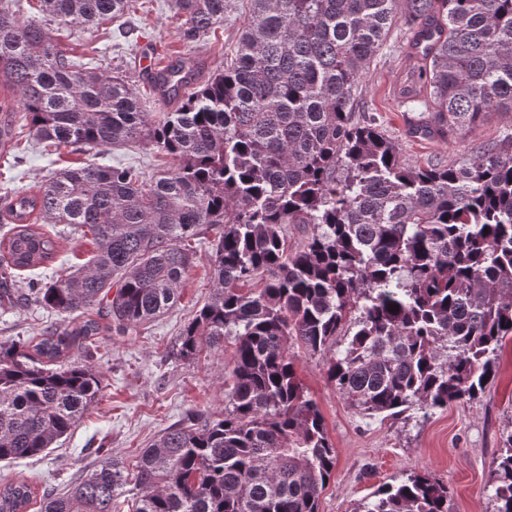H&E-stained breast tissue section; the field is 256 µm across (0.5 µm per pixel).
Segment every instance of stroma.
<instances>
[{"instance_id":"obj_1","label":"stroma","mask_w":512,"mask_h":512,"mask_svg":"<svg viewBox=\"0 0 512 512\" xmlns=\"http://www.w3.org/2000/svg\"><path fill=\"white\" fill-rule=\"evenodd\" d=\"M248 19L246 0H233L214 33L196 45L181 40L182 17L166 0H137L135 14L108 20L87 31L58 32L60 49L77 57L96 55L127 75L149 115L175 109V102L158 101L152 86L138 72L143 47L156 56L175 55L196 66V85H204L234 54L240 29ZM407 48L406 29L393 27L363 79L358 112L377 124L400 145L404 158L420 165L438 158L461 162L472 148L501 141L512 134V112H495L476 128L445 140L409 137L400 107L401 92L413 85L421 68ZM22 161L0 152V199L22 190H37L48 176L64 167L88 163L133 166L154 175L172 165V157L153 146L136 143L102 150L50 155L29 131L21 133ZM216 228L202 227L195 241L197 260L181 283L177 303L135 330L108 332L91 359L73 354L71 362H88L101 377V392L84 418L45 456L13 463L0 462V480L23 477L38 489L66 491L98 461L99 448L113 460L132 467L137 452L195 409L217 418L224 413L221 372L235 346L225 339L223 352L187 361L179 356L180 333L213 292L211 262ZM94 246L80 234L64 233L56 259L41 269L43 279L85 264ZM29 275L16 276L12 300L0 302V344L10 346L42 335L46 328L73 324L75 315L60 314L30 298ZM295 370L314 399L335 449V468L320 495V512H353L374 491L397 485L411 473H429L446 483L453 512H494L492 470L504 441L512 434V341H505L494 379L477 400L437 409L429 415L410 411L397 418H365L350 408L327 380L325 357L295 351Z\"/></svg>"}]
</instances>
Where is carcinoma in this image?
<instances>
[{"instance_id":"cac0c4a2","label":"carcinoma","mask_w":512,"mask_h":512,"mask_svg":"<svg viewBox=\"0 0 512 512\" xmlns=\"http://www.w3.org/2000/svg\"><path fill=\"white\" fill-rule=\"evenodd\" d=\"M249 2L224 70L189 91L184 66L165 67L163 96L181 102L150 120L124 76L62 54L50 28H92L131 14L135 0H38L41 18L27 20L0 0V83L41 143L58 152L145 142L176 160L148 184L132 167L87 164L13 193L0 262L33 271L54 261L59 234L44 224L91 236L90 262L30 289L66 314L106 299L126 331L176 302L196 260L189 240L216 226L214 292L183 328L179 355L235 342L222 417L188 411L131 472L100 448V462L60 494L1 482L0 512H113L128 491L132 512H319L334 450L297 379L294 345L329 356V382L369 417L472 402L496 374L512 337V136L458 165H411L355 100L402 21L428 62L426 95L402 101L412 133L445 139L512 112V0ZM231 6L169 0L189 47ZM289 224L311 227L295 248ZM99 333L87 318L31 352L0 347L1 461L42 455L97 399L91 367L52 365L74 348L93 356ZM494 473L495 512H512V435ZM355 512H452L451 496L413 473Z\"/></svg>"}]
</instances>
